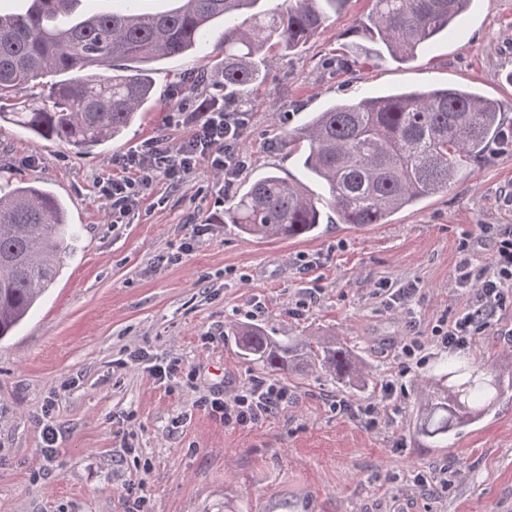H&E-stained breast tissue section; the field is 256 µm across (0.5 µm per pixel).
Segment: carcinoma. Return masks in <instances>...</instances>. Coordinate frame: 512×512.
Listing matches in <instances>:
<instances>
[{"instance_id": "obj_1", "label": "carcinoma", "mask_w": 512, "mask_h": 512, "mask_svg": "<svg viewBox=\"0 0 512 512\" xmlns=\"http://www.w3.org/2000/svg\"><path fill=\"white\" fill-rule=\"evenodd\" d=\"M0 11V120L36 140H56L78 153L111 141L143 112L159 107L153 78L137 67L195 49L218 26L213 67L200 83L206 96L261 86L279 57L295 55L345 11L349 0H282L257 10L259 0H175L162 12L122 0L119 10L81 12V0H24ZM357 20L366 44L356 54L409 61L450 31L471 0H372ZM37 103L17 91L48 77ZM304 144L303 165L325 196L275 173L242 185L224 218L260 239L308 237L320 224H385L393 213L453 187L492 149L512 151V129L498 103L460 87L346 98L316 113L288 136ZM72 250L67 210L32 184L0 186V339L13 335L57 279ZM240 355L276 374L300 361L354 387L365 363L336 336L276 338L257 323H232ZM512 375L493 366L450 362L418 382L413 433L423 448H446L465 426L496 408Z\"/></svg>"}]
</instances>
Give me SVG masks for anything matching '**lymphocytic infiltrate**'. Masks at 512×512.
Wrapping results in <instances>:
<instances>
[{
  "instance_id": "1",
  "label": "lymphocytic infiltrate",
  "mask_w": 512,
  "mask_h": 512,
  "mask_svg": "<svg viewBox=\"0 0 512 512\" xmlns=\"http://www.w3.org/2000/svg\"><path fill=\"white\" fill-rule=\"evenodd\" d=\"M191 131L181 138L152 137L111 161L114 174L103 182L100 192L112 212L113 223L137 206L143 189L163 179L182 183L201 164H208L230 191L247 166L241 141L247 119L244 113L219 104L197 105L188 113ZM494 258L489 268L475 267L468 242L455 266L454 282L467 289L468 304L449 323L435 327L434 334L451 350L468 349L475 336L483 334L498 310L512 303V224L492 227ZM288 402V390L267 378L253 377L234 393L221 397L204 395L195 405L227 426H246L263 420Z\"/></svg>"
}]
</instances>
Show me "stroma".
<instances>
[{"mask_svg":"<svg viewBox=\"0 0 512 512\" xmlns=\"http://www.w3.org/2000/svg\"><path fill=\"white\" fill-rule=\"evenodd\" d=\"M371 8V0H350L249 94L248 174L302 178L286 132L349 97L460 86L496 100L512 125V0H473L458 27L414 60L362 57L344 70L361 40L355 21ZM210 52L205 44L164 62L154 74L161 110L101 154L0 126V178L52 191L75 238L37 309L0 341V512H123L126 489L141 483L145 512H224L228 503L237 512H512V391L447 447H419L409 426L419 376L457 360L494 364L508 349L496 331L512 323V307L463 352L444 348L432 330L468 301L453 282L464 234L484 267L494 248L481 225L512 224V152L478 160L465 181L387 223L325 224L309 238L257 240L211 223L220 192L204 165L180 187L157 181L112 223L96 179L145 139L188 134L177 107L200 103L186 78ZM192 235L193 251L182 254ZM400 288L413 289L410 301L387 307L388 291ZM252 320L273 336L336 332L370 364L367 382L351 390L301 372L282 378L287 406L259 423L216 421L195 407L199 396H227L265 374L227 334L230 322ZM410 333L426 347L421 364L404 368L397 355ZM134 349L145 352L143 364L128 363ZM172 360L182 367L176 378L151 374L150 365ZM388 380L396 393L378 424L334 409L339 399L377 401ZM47 403L62 427L50 461L36 422ZM420 473L449 483L422 488Z\"/></svg>","mask_w":512,"mask_h":512,"instance_id":"1","label":"stroma"}]
</instances>
